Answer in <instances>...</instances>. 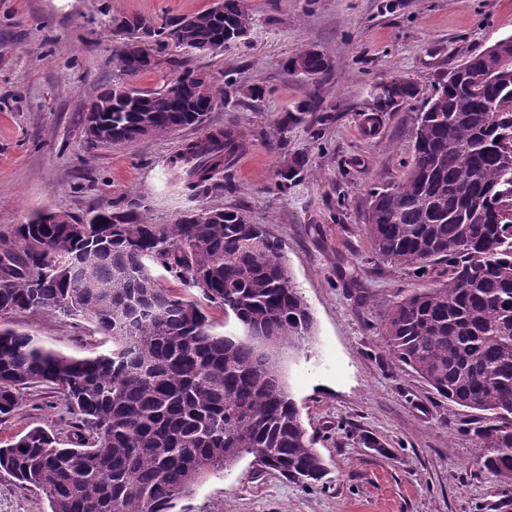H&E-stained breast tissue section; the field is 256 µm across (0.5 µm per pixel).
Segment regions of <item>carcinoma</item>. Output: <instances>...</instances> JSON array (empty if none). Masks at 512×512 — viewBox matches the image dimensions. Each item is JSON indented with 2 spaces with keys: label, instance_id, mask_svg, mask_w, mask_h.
<instances>
[{
  "label": "carcinoma",
  "instance_id": "1",
  "mask_svg": "<svg viewBox=\"0 0 512 512\" xmlns=\"http://www.w3.org/2000/svg\"><path fill=\"white\" fill-rule=\"evenodd\" d=\"M127 81L98 93L112 104V141L196 129L167 164L194 195L244 149L241 133L209 129L207 114L228 97L205 72L185 71L178 88L143 90L130 80L140 39L171 29L147 17L113 19ZM250 26L243 0L179 20L180 45L219 53L242 42ZM285 66L312 78L329 69L314 50ZM458 80H443L416 112L412 162L404 180L373 193L366 216L373 255L415 273L443 266L446 278L392 307L385 347L449 402L481 412L473 436L482 467L512 499V214L497 193L512 152V36L470 56ZM374 112L418 96L394 78ZM307 94L284 124L318 110ZM308 173L295 156L277 187ZM99 222L37 215L0 235V415L34 384L59 390L73 430L68 446L34 427L0 447V472L41 491L50 512H171L210 473L254 458L304 486L325 465L305 435L287 389L280 353L245 339L254 330L299 352L314 335L310 308L294 283L282 245L236 210L188 213L174 224H143L131 209L110 208ZM160 267L224 307L240 329L226 335L194 301L162 287ZM21 312L79 318L104 337V352L70 355L9 325Z\"/></svg>",
  "mask_w": 512,
  "mask_h": 512
}]
</instances>
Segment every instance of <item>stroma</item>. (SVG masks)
I'll return each instance as SVG.
<instances>
[{
	"label": "stroma",
	"instance_id": "stroma-1",
	"mask_svg": "<svg viewBox=\"0 0 512 512\" xmlns=\"http://www.w3.org/2000/svg\"><path fill=\"white\" fill-rule=\"evenodd\" d=\"M217 2L0 0V234L45 211L80 218L109 205L135 209L145 224H172L204 205L241 211L282 244L315 322L308 351L286 362V381L327 473L304 488L257 473L248 455L207 475L175 512H512L499 482L478 469L474 410L448 403L385 349L389 309L433 284L377 261L365 225L372 192L406 175L416 107L384 113L372 135L363 122L376 82L406 78L429 96L469 56L512 35V0H244L249 34L222 54L155 48V66L136 79L142 89L188 69L235 82L236 94L206 125L236 128L246 147L199 201L166 174L195 131L110 144L81 128L95 96L120 74L119 38L106 21L139 15L172 24ZM305 49L331 64L313 84L284 67ZM254 88L262 99L252 100ZM309 91L320 112L283 126ZM288 153L305 155L310 174L281 192L277 172ZM14 325L67 354L105 349L70 316L21 313ZM71 422L57 389L25 388L0 418V447L36 426L66 442ZM0 512H49V504L2 474Z\"/></svg>",
	"mask_w": 512,
	"mask_h": 512
}]
</instances>
